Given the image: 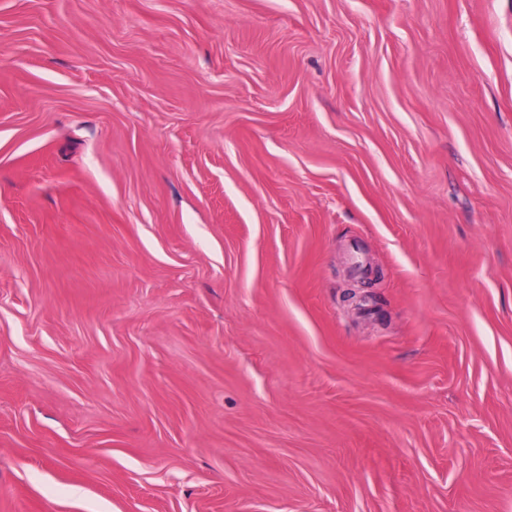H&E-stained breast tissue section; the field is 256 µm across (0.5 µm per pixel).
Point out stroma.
<instances>
[{
  "label": "stroma",
  "mask_w": 512,
  "mask_h": 512,
  "mask_svg": "<svg viewBox=\"0 0 512 512\" xmlns=\"http://www.w3.org/2000/svg\"><path fill=\"white\" fill-rule=\"evenodd\" d=\"M0 512H512V0H0Z\"/></svg>",
  "instance_id": "35a3bbf8"
}]
</instances>
